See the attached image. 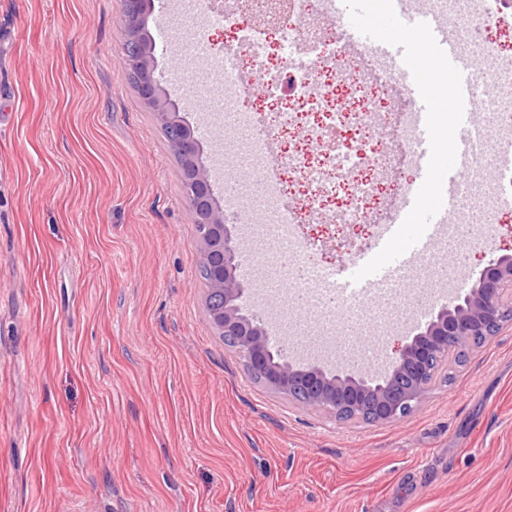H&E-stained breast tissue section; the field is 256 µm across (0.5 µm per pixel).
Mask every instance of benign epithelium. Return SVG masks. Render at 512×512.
<instances>
[{
	"label": "benign epithelium",
	"mask_w": 512,
	"mask_h": 512,
	"mask_svg": "<svg viewBox=\"0 0 512 512\" xmlns=\"http://www.w3.org/2000/svg\"><path fill=\"white\" fill-rule=\"evenodd\" d=\"M152 4L153 0H122L124 42L138 41L137 22L150 13ZM122 64L136 76L139 97L155 122L176 132L173 148L186 163L184 196L195 217L210 291L224 295V307L206 305V315L241 356L249 374L269 392L334 415L347 411L354 419L395 423L417 407L448 350L466 354L478 338L495 336L512 325V254H506L485 268L469 289L442 305L425 326L416 327L385 372L372 377L360 370L297 365L283 345L271 344L268 323L242 312L239 301L247 288L237 274L244 254L240 236L228 227V208L214 196L191 123L156 75L155 47L139 44L135 53L122 55Z\"/></svg>",
	"instance_id": "7a95c632"
}]
</instances>
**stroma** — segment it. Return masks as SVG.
Here are the masks:
<instances>
[{
	"label": "stroma",
	"instance_id": "stroma-1",
	"mask_svg": "<svg viewBox=\"0 0 512 512\" xmlns=\"http://www.w3.org/2000/svg\"><path fill=\"white\" fill-rule=\"evenodd\" d=\"M120 0H0V512H512V326L394 424L273 395L210 325L181 166ZM157 71L212 163L175 46ZM295 225L331 269L378 225ZM512 254V213L461 278Z\"/></svg>",
	"mask_w": 512,
	"mask_h": 512
}]
</instances>
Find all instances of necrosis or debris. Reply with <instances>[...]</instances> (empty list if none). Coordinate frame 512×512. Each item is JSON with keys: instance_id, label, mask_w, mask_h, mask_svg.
Listing matches in <instances>:
<instances>
[{"instance_id": "necrosis-or-debris-1", "label": "necrosis or debris", "mask_w": 512, "mask_h": 512, "mask_svg": "<svg viewBox=\"0 0 512 512\" xmlns=\"http://www.w3.org/2000/svg\"><path fill=\"white\" fill-rule=\"evenodd\" d=\"M242 13L228 9L214 15L207 0H184L178 16L180 37L206 26H222L234 50L221 69L201 67L202 56L195 46L187 48L184 75L195 95L213 98L215 108L206 110L211 125H229L232 141L225 147L226 161L243 165L250 180L236 181L225 195L227 206L254 199L244 221L256 237L254 256L247 275L258 282L262 303H278L274 320L279 335L288 344L302 343L307 354L325 361L358 357L365 352L383 353L384 337L349 335L336 324V302L324 298L315 311L316 328L302 330L292 317L298 295L315 285L300 275L309 263L306 247L284 249L279 228L303 223L310 208L339 209L349 224H373L384 200L401 187L387 182L389 166L374 138L385 132L412 144L414 127L411 104L395 108L389 102L384 64L369 54L350 61L345 71L335 66L336 38L330 37L321 20L327 11L324 0H289L288 15L257 31L245 24ZM478 54L498 59L492 81L501 92L482 138L498 142L512 140V59L500 55L496 42H475ZM258 71L267 84V95L251 108H241L238 75L245 69ZM280 140L283 150L278 165H271L266 138ZM288 173L299 185L298 201L288 204L279 179L271 168ZM476 239L451 230L434 253L424 258L414 278L431 298L452 296L460 281L448 277L449 249L466 251Z\"/></svg>"}]
</instances>
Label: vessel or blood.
I'll return each instance as SVG.
<instances>
[{"instance_id": "1", "label": "vessel or blood", "mask_w": 512, "mask_h": 512, "mask_svg": "<svg viewBox=\"0 0 512 512\" xmlns=\"http://www.w3.org/2000/svg\"><path fill=\"white\" fill-rule=\"evenodd\" d=\"M395 10L402 21L408 24L428 23L439 46L450 61L460 69L463 80L462 89L465 102L463 122L457 136V159L453 170L446 176L443 184L444 203L441 211L431 220L424 236L412 248L398 259L386 265L379 272L360 281L351 277L335 279L323 288L322 296L344 300L355 307H362L373 296L391 294L395 284L405 282L415 265L423 257L432 254L436 246L445 238L446 229L454 217L462 199L465 181L476 168L481 148L472 141L471 131L480 123L484 111V97L480 87L488 78L482 69L477 55L466 53L461 48V36L453 32L450 24L438 13L415 8L412 0H393ZM349 15L343 0H338L330 16L339 20L341 26L337 32V41L342 50L356 51L364 48L385 62L401 59V48L388 45L359 33L352 25L346 24ZM400 87L414 108V152L418 170H426L430 154L426 131V109L421 100L413 76L408 68L400 70Z\"/></svg>"}]
</instances>
